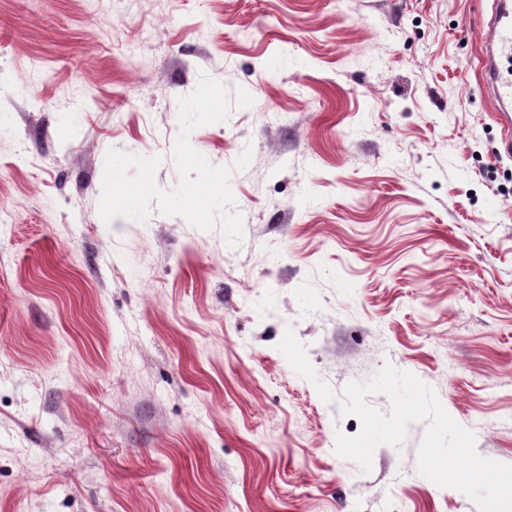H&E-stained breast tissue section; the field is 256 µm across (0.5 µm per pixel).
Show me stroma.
<instances>
[{
    "label": "stroma",
    "mask_w": 512,
    "mask_h": 512,
    "mask_svg": "<svg viewBox=\"0 0 512 512\" xmlns=\"http://www.w3.org/2000/svg\"><path fill=\"white\" fill-rule=\"evenodd\" d=\"M494 0H0V512H479L335 452L347 384L430 385L512 464V156L477 57ZM239 245L99 214L109 150L180 181L179 99Z\"/></svg>",
    "instance_id": "stroma-1"
}]
</instances>
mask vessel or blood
<instances>
[{
    "mask_svg": "<svg viewBox=\"0 0 512 512\" xmlns=\"http://www.w3.org/2000/svg\"><path fill=\"white\" fill-rule=\"evenodd\" d=\"M507 49L512 51V0H495L478 67L488 92L503 110L512 108V75L504 74L500 67Z\"/></svg>",
    "mask_w": 512,
    "mask_h": 512,
    "instance_id": "vessel-or-blood-1",
    "label": "vessel or blood"
}]
</instances>
